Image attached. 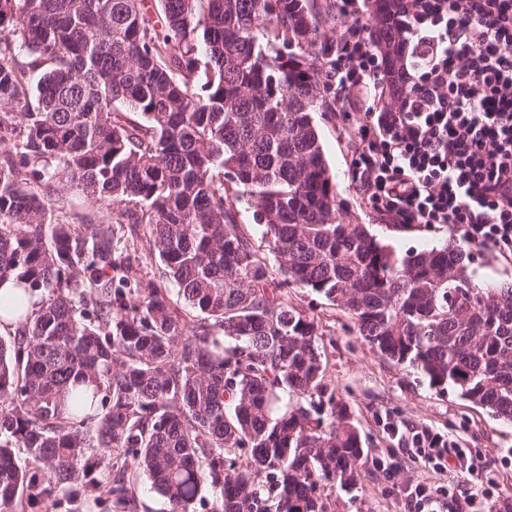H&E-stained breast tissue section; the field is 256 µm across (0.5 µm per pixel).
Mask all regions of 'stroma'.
Listing matches in <instances>:
<instances>
[{"instance_id":"1","label":"stroma","mask_w":512,"mask_h":512,"mask_svg":"<svg viewBox=\"0 0 512 512\" xmlns=\"http://www.w3.org/2000/svg\"><path fill=\"white\" fill-rule=\"evenodd\" d=\"M363 115L358 111L314 115L326 159L336 176L344 222L366 224L397 252L445 244L444 224H386L356 190L351 139ZM62 224H115L119 237L143 235L147 224H120L111 204L95 202L78 191L54 184L45 196ZM470 266L479 281L512 282V256L492 245L472 248ZM289 302L319 324L324 385L344 403L363 442L364 456L352 489L333 487V512H412L402 487L422 483L440 490L438 512H466L471 498L490 493L495 512H512V424L461 399L454 389L429 386L420 374L373 351L354 322L339 308L306 288L288 291ZM426 427L449 438L479 464L477 474L449 470L421 456L394 427Z\"/></svg>"}]
</instances>
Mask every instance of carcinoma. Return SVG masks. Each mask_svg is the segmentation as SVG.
I'll list each match as a JSON object with an SVG mask.
<instances>
[{
  "label": "carcinoma",
  "instance_id": "cac0c4a2",
  "mask_svg": "<svg viewBox=\"0 0 512 512\" xmlns=\"http://www.w3.org/2000/svg\"><path fill=\"white\" fill-rule=\"evenodd\" d=\"M402 0H368L384 111L407 47ZM314 0H0V512H330L364 455L323 395L309 288L371 349L512 423V285L448 242L400 256L339 220L312 114L336 93ZM148 224H58L55 177ZM247 202L278 264L238 221ZM144 208L137 216L123 206ZM154 278H129L132 254ZM191 310H172L166 282ZM37 297L28 311V296Z\"/></svg>",
  "mask_w": 512,
  "mask_h": 512
}]
</instances>
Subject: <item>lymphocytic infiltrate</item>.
Wrapping results in <instances>:
<instances>
[{"label":"lymphocytic infiltrate","instance_id":"obj_1","mask_svg":"<svg viewBox=\"0 0 512 512\" xmlns=\"http://www.w3.org/2000/svg\"><path fill=\"white\" fill-rule=\"evenodd\" d=\"M352 22L332 71L336 101L370 87L353 144L362 198L396 224H445L470 242L512 253V0H406L413 68L399 109H384L378 55L357 17L366 0H338ZM413 442L428 459L474 470L430 429Z\"/></svg>","mask_w":512,"mask_h":512}]
</instances>
